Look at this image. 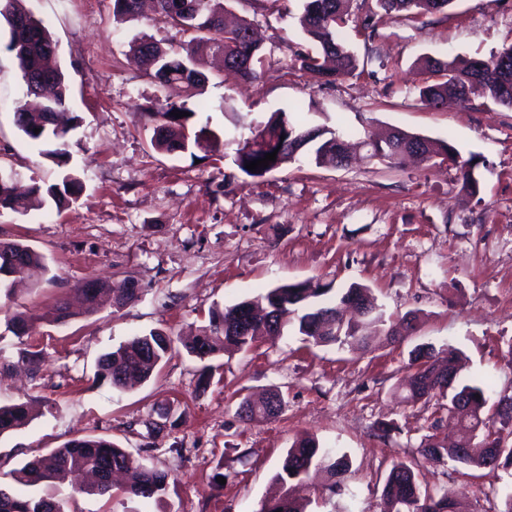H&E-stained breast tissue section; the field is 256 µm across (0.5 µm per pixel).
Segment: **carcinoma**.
<instances>
[{
  "instance_id": "obj_1",
  "label": "carcinoma",
  "mask_w": 512,
  "mask_h": 512,
  "mask_svg": "<svg viewBox=\"0 0 512 512\" xmlns=\"http://www.w3.org/2000/svg\"><path fill=\"white\" fill-rule=\"evenodd\" d=\"M24 0H0V16L8 25V38L4 50L11 53L24 82L23 96L37 97L40 87H49L50 97L38 111L30 110L18 102L14 110V123L29 141L45 146L42 154L58 167L68 164L65 149L66 136L75 128L78 117H71L69 126H59L58 116L68 109L70 86L64 73L51 64L55 55L51 32L43 21L23 7ZM157 13L167 21L192 33L189 41L175 47L143 41L136 45L145 73L165 91L157 101L151 116L155 121L151 144L154 149L173 154L193 148L217 151L222 145L220 137L203 127L194 130L196 112L190 100L200 95L209 83L203 71V60L211 51H223L230 72L246 80L259 78L262 67L259 44L250 37V23L246 20L228 28L224 26V0H188L185 9L176 8V0H155ZM457 0H378L386 13H406L419 20L441 13L456 6ZM24 19L27 24L20 29L13 19ZM351 18V0H304L299 25L305 45L295 52L301 67L324 83L335 82L351 75L358 66L355 54L341 38L342 29ZM425 73L433 76L419 89L422 103L431 109H441L450 102L464 103L468 90L482 89L486 105L512 108V46L493 53L489 59L453 58L442 60L430 56L420 59ZM174 110L186 112L176 118ZM40 129L34 133V129ZM360 147L368 157L379 153L400 157L414 155L426 162L435 158L453 164L463 186L470 194L479 192V179L475 177L478 163L475 159H460L455 147L445 141L403 131L394 132L388 139L374 140L371 136L350 142L329 128H307L284 111L271 113L257 124L251 136L238 144L233 164L241 173L261 178L282 166L306 158L320 165L332 160L338 166L350 162L349 149ZM277 152L276 160L256 172L246 169V163L261 159L265 154ZM82 191V181L77 174L66 171L61 182L46 188L34 186L22 198L6 180L0 181V208L25 213L42 207L46 201L57 207L77 201ZM43 257L21 242L0 241V289L7 292L29 271L41 265ZM329 284L311 279L278 285L266 294L235 305L217 308L211 312L208 324L203 326L191 341L184 344L188 353L199 359L224 351H242L253 347L260 339L259 327L269 333L281 331L280 318L285 310L295 315L293 328L303 336V341L317 346L340 347L346 344L368 346L376 337L390 343L401 339L398 329L387 325L383 312L369 297L370 288L352 283L336 291ZM82 294L85 312L93 314L107 302L123 306L136 298L137 292L124 288V283L102 286L92 297ZM174 350V340L161 330L136 335L115 350L99 359L98 374L118 390L131 381H144L164 362ZM457 354L448 350L436 352L429 344H418L411 351L413 371L404 378V402L415 403L433 400L437 410L452 420L458 429L455 444L448 446L434 442L428 435L421 441L419 454L429 462L451 461L465 468H499L512 464V409L503 411L502 405L509 397H501L496 412L485 414L488 404L485 389L472 379L459 375L456 368ZM279 408L266 401L251 402L243 399L239 415L246 421L269 419L282 411L283 400L277 389L270 392ZM31 421L24 402L0 405V436L28 425ZM112 468L126 476L121 488L129 500L144 499L156 503L163 501L169 488L168 474L155 469L149 458L133 456L112 440L101 436H82L40 455L11 472L12 482H0V512H65L63 505L44 496L22 494L16 486L34 487L51 485L90 473L100 475ZM348 469L346 455L334 448H327L310 436L297 439L284 456L276 479L282 485L281 496L265 501L258 512H307L311 498H295L288 484L297 481L309 486L312 471H320L331 481H336ZM114 485L110 482L95 489V484H74L77 493L98 495L110 499ZM382 496L388 512H465L461 504L440 491L421 490L413 468L403 462L392 466L385 478Z\"/></svg>"
}]
</instances>
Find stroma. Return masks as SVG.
Returning a JSON list of instances; mask_svg holds the SVG:
<instances>
[{
  "label": "stroma",
  "instance_id": "stroma-1",
  "mask_svg": "<svg viewBox=\"0 0 512 512\" xmlns=\"http://www.w3.org/2000/svg\"><path fill=\"white\" fill-rule=\"evenodd\" d=\"M45 21L56 63L81 118L67 136L79 199L25 214L0 209V241H20L45 269L0 294V403L27 402L28 426L0 436V480L26 461L84 436L148 452L168 474L166 501L104 500L48 487L65 512H258L295 440L310 435L345 453L344 490L323 477L312 512H383L392 463L414 465L422 485L442 489L466 512H500L512 465L498 470L432 463L417 452L425 436L456 437L433 404H406L396 389L419 343L454 349L464 377L489 388L490 402L512 395V109L481 97L439 110L421 102L419 57L489 58L512 44V0H460L413 21L383 16L376 37L346 28L358 75L317 82L294 59L301 0H224L250 22L264 58L245 81L217 70L198 99L196 127L232 142L218 152L169 155L151 145L150 108L163 95L134 57V43L186 41L152 7L127 19L114 0H25ZM24 83L0 51V173L25 188L49 185L59 170L13 123ZM304 105L300 121L350 140L400 129L451 142L479 159L477 195L450 164L413 159L346 167L288 164L261 178L235 173L234 140L272 112ZM320 280L368 285L386 319L416 318L396 343L312 347L292 328L250 352L207 359L176 347L145 383L115 391L96 377L98 358L133 336L160 329L178 338L207 324L210 310L265 294L283 283ZM89 280L135 282L136 299L92 315L54 321L59 300ZM29 318L27 334L7 320ZM39 352L31 372L19 353ZM281 389L273 419L246 422L243 396ZM393 424L381 438L378 423ZM225 485H217V475Z\"/></svg>",
  "mask_w": 512,
  "mask_h": 512
}]
</instances>
